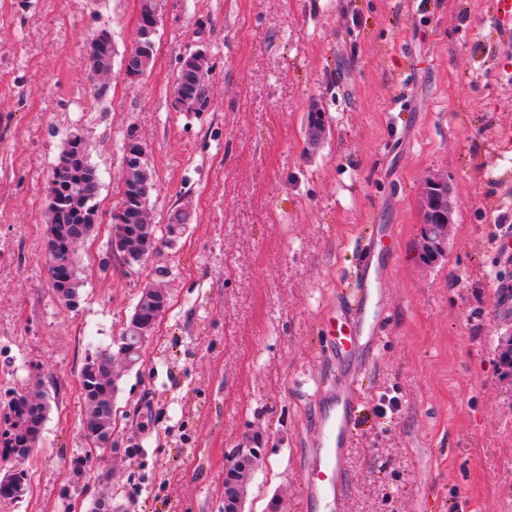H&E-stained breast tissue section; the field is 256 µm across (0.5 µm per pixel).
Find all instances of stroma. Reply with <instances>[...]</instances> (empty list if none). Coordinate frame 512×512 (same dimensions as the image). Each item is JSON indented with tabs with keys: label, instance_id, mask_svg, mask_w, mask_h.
<instances>
[{
	"label": "stroma",
	"instance_id": "35a3bbf8",
	"mask_svg": "<svg viewBox=\"0 0 512 512\" xmlns=\"http://www.w3.org/2000/svg\"><path fill=\"white\" fill-rule=\"evenodd\" d=\"M0 11V390L43 383L50 411L0 512H222L224 467L246 437L262 458L244 512H299L317 388L336 378L324 324L352 291L366 237L392 229L389 317L363 371L348 512H512V311L495 286L512 225V43L491 0H160L152 64L123 58L139 0H8ZM112 33L97 95L87 51ZM204 50L209 107L174 105L182 54ZM324 112L308 146L306 116ZM83 128L100 221L77 248L80 304L54 299L48 174ZM146 147L152 223L179 238L133 268L110 251L128 135ZM458 206L444 254L421 256L424 189ZM169 305L116 396L113 447L89 449L74 393L84 358L116 350L141 289ZM88 460L74 473L76 454ZM27 473L23 470L8 472L0 477V501H18L27 492Z\"/></svg>",
	"mask_w": 512,
	"mask_h": 512
}]
</instances>
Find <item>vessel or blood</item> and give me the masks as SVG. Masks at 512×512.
Masks as SVG:
<instances>
[{
  "label": "vessel or blood",
  "instance_id": "vessel-or-blood-1",
  "mask_svg": "<svg viewBox=\"0 0 512 512\" xmlns=\"http://www.w3.org/2000/svg\"><path fill=\"white\" fill-rule=\"evenodd\" d=\"M509 18L512 0H493L488 20L505 38L512 36V26L505 24ZM377 245L372 238L364 243L355 288L337 297L336 309L325 324V350L336 365V383L321 393L323 405L311 421L313 452L305 463L302 512H315L320 505L331 512L347 509L346 455L353 415L362 394L361 366L375 350L388 318L386 308H368L371 290L383 277L382 269L373 265Z\"/></svg>",
  "mask_w": 512,
  "mask_h": 512
}]
</instances>
